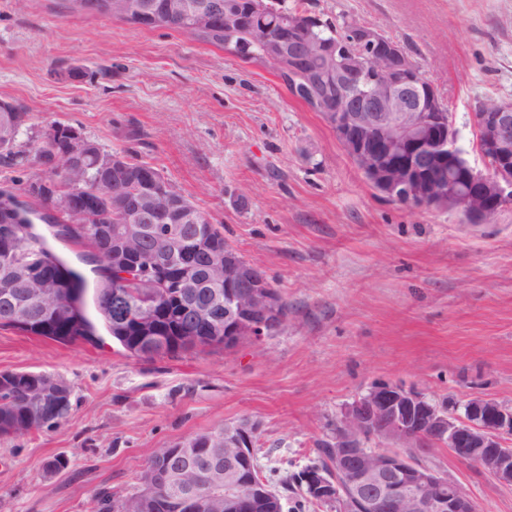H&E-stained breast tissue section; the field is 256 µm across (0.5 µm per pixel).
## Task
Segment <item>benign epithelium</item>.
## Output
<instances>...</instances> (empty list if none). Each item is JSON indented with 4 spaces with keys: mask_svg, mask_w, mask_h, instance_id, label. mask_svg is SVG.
<instances>
[{
    "mask_svg": "<svg viewBox=\"0 0 512 512\" xmlns=\"http://www.w3.org/2000/svg\"><path fill=\"white\" fill-rule=\"evenodd\" d=\"M130 10L142 25L156 24L154 6L134 0ZM219 15L209 0H199L189 15L193 27L202 28ZM273 34L264 24L251 27L263 57L293 76H304L305 91L323 113L346 152L373 186L385 197L421 206L457 210L471 224H491L512 203V101H496L472 113L477 149L485 163L478 170L461 162L453 152L458 131L451 114L437 111L442 103L433 85L422 80L406 52L384 42L370 27L353 25L346 42L360 52L328 49L317 40ZM242 28L234 11L224 10V38L231 43ZM50 144L51 159L77 167L97 159L103 182L116 187L137 178L119 154L103 152L75 128L58 126L40 139ZM27 195L46 196L58 211L74 208L72 199L43 178L30 181ZM166 200V213L177 224L153 227L159 212L157 198ZM112 212L127 217L124 224L107 223L99 236L112 243V269L128 282L145 289L133 298L126 291L112 293L115 318L133 323L146 341L156 343L159 325L149 304L168 298L175 279L183 288L184 316L210 315L224 328V343L243 336L256 340L277 332L282 324L283 300L267 272L224 245L174 249L182 225L202 224L206 215L174 194L159 180L143 183L136 194L112 196ZM224 290L213 288L218 272ZM37 390L45 400L71 408V393L53 376L41 373ZM224 442L206 431L202 441L212 450L198 465L180 450L166 448L158 462L141 471L139 488L124 500L123 512H181L194 502L207 506L224 501V512H239L246 502L266 512H282L281 495L245 475L256 463L255 443L260 424L244 418L224 424ZM384 449L354 448L365 435ZM449 449L456 458L475 465L497 482L512 486V407L480 395L462 406L443 407L423 394L396 383H381L341 408L336 416V455L331 470L306 475L308 491L319 501L342 506V512H475V501L456 480L441 471L417 464L407 452L430 455L427 440ZM232 448L227 454L224 449Z\"/></svg>",
    "mask_w": 512,
    "mask_h": 512,
    "instance_id": "7a95c632",
    "label": "benign epithelium"
}]
</instances>
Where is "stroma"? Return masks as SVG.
Instances as JSON below:
<instances>
[{
    "label": "stroma",
    "instance_id": "35a3bbf8",
    "mask_svg": "<svg viewBox=\"0 0 512 512\" xmlns=\"http://www.w3.org/2000/svg\"><path fill=\"white\" fill-rule=\"evenodd\" d=\"M303 3L398 41L482 167L471 114L512 99V0ZM0 99L28 114L24 152L64 124L157 167L288 304L263 340L152 361L109 340L65 345L0 328V372L49 373L72 391L55 426L0 436V512H92L98 491L135 493L156 449L247 417L279 483L377 382L440 404L483 395L512 406V205L470 224L388 199L271 67L70 0H0ZM427 462L483 512H512V486L445 448Z\"/></svg>",
    "mask_w": 512,
    "mask_h": 512
}]
</instances>
